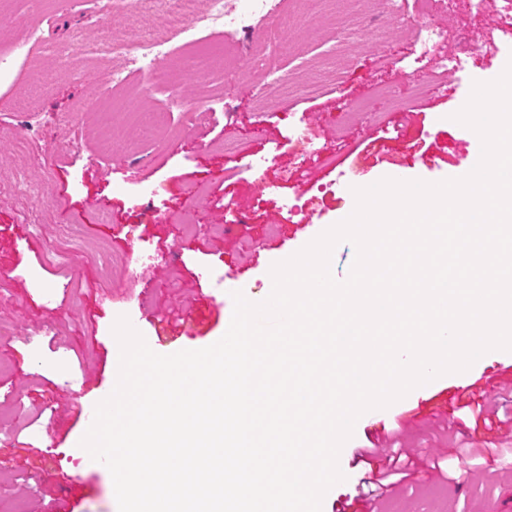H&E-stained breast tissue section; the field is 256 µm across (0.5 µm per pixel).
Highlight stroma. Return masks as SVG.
Here are the masks:
<instances>
[{"label": "stroma", "mask_w": 512, "mask_h": 512, "mask_svg": "<svg viewBox=\"0 0 512 512\" xmlns=\"http://www.w3.org/2000/svg\"><path fill=\"white\" fill-rule=\"evenodd\" d=\"M415 8L409 0L402 28L383 10L368 18L366 27L389 31L387 43L373 49L317 14L298 16L294 51L277 49L256 31L261 56L223 54L221 98L212 103L230 121L203 130L189 126L165 92L141 102L112 91L108 63L78 58L69 73L48 52V44L68 42L75 29L94 38L97 0H33L27 8L0 10V56L20 58L0 72V157L10 155L15 140H27L17 169L46 203L39 209L19 197L13 169H0V512H118L109 470L79 442L96 404L113 390L119 346L112 328L119 316L162 355L210 346L230 325L232 292L266 299L271 266L344 220L355 208L353 187L397 172L427 182L461 176L479 138L452 116L473 82L494 80L512 60V36L487 18L474 25L470 50L477 65L461 68L451 92L427 78L456 54L457 27L472 16L473 0H452L451 8L429 15L445 34L423 53L409 46ZM32 32L42 44L31 45ZM283 80L292 87L285 97L278 92ZM30 93L34 117L14 108ZM92 100L169 110L184 132L163 143L131 130L125 142L101 153L98 115L87 108ZM293 116L310 122L318 145L341 144L348 157L310 155L301 182L281 183L282 170L296 163L288 150ZM222 140L237 141L238 151L218 149ZM250 151L273 156L262 178L248 167ZM350 166L356 171L351 187L341 175ZM137 168L142 181L163 186L146 204L123 191ZM200 182L208 195L191 200L189 190ZM327 183L334 191L319 193L318 185ZM227 196L246 221L210 208V199ZM191 204L192 229L168 222L169 213ZM99 205L111 209V223H97ZM143 248L163 255L146 272L136 268ZM213 296L223 300L222 309L210 306ZM459 377H438L363 414L340 451L345 480L326 493L321 512H363L357 495L368 466L354 451L396 426L417 466L388 496L385 512H512V456H460L449 460L444 480L433 467L434 456L448 450L436 437L440 429L460 444L503 438L502 431L467 423L451 398Z\"/></svg>", "instance_id": "obj_1"}]
</instances>
